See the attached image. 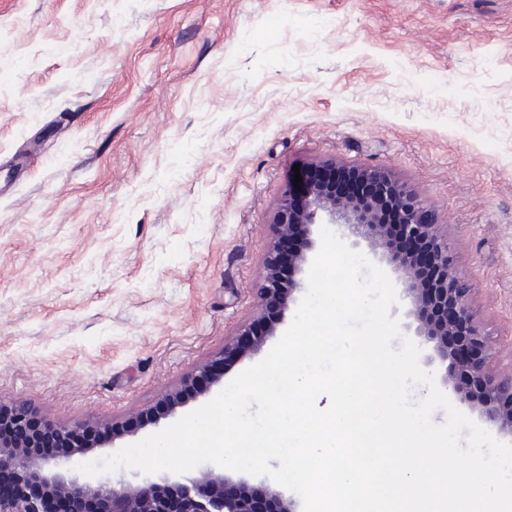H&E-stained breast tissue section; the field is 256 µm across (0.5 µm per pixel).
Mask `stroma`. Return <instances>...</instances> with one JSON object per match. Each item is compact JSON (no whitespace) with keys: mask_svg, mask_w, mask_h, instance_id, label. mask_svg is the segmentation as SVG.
I'll use <instances>...</instances> for the list:
<instances>
[{"mask_svg":"<svg viewBox=\"0 0 512 512\" xmlns=\"http://www.w3.org/2000/svg\"><path fill=\"white\" fill-rule=\"evenodd\" d=\"M323 161L432 210L512 374V0H0V400L153 405Z\"/></svg>","mask_w":512,"mask_h":512,"instance_id":"obj_1","label":"stroma"}]
</instances>
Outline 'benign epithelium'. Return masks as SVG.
Masks as SVG:
<instances>
[{
    "label": "benign epithelium",
    "instance_id": "benign-epithelium-1",
    "mask_svg": "<svg viewBox=\"0 0 512 512\" xmlns=\"http://www.w3.org/2000/svg\"><path fill=\"white\" fill-rule=\"evenodd\" d=\"M348 171L349 168L334 162H322L315 166L302 189L291 182L287 184L273 216L274 237L264 261L265 274L257 288L256 317L224 343L222 351L159 398L148 409L149 423L156 424L174 415L188 401L218 384L226 364L261 349L277 327L274 322L264 331L255 332L268 305L277 303L283 314L295 301V292L301 289L296 275L303 273L315 249L312 226L337 224L344 227L347 236L367 242L374 254L403 273L410 315L417 322L416 334L434 343L438 358L446 364L443 384L451 386L457 399L478 410L497 432L512 436V375L499 376L491 370L499 353L497 340L485 332L473 315L471 285L448 254L442 225L435 222L414 194L380 170L359 171L362 184L355 197L347 185L338 195L329 194L321 186V178L340 177ZM389 207L400 213L398 230L403 241L414 244L427 239L432 244L425 260L432 263L439 278L436 298L444 309L439 324L430 309L429 295L420 287L411 265L390 247L388 226L375 219L379 211ZM32 414L31 407L23 402L0 401V420L8 417L15 430L12 441L0 440V471H10L34 488V494L26 499L0 492V512H54L61 503L74 508L93 503L98 512H298L295 502L282 491L267 485L254 487L210 467L195 478L167 476L136 484L85 476L75 469V460L124 437L126 425L50 424L52 433L72 441L74 447L63 455H41L32 450L36 441L30 428Z\"/></svg>",
    "mask_w": 512,
    "mask_h": 512
}]
</instances>
